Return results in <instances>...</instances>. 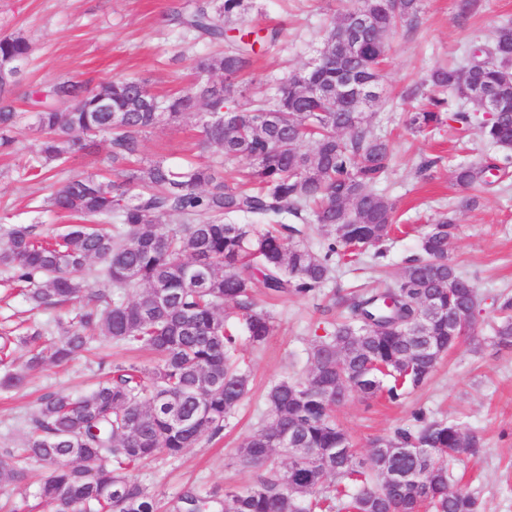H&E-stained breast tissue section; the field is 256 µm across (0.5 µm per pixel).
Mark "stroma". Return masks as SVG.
<instances>
[{
	"label": "stroma",
	"mask_w": 512,
	"mask_h": 512,
	"mask_svg": "<svg viewBox=\"0 0 512 512\" xmlns=\"http://www.w3.org/2000/svg\"><path fill=\"white\" fill-rule=\"evenodd\" d=\"M171 4L172 0H0V35L18 33L32 45L31 60L15 90L18 110H28L32 91L63 80L94 86L113 78H135L155 93L190 87L194 60L210 47L182 40L167 25L165 14ZM355 5L356 0H255L249 12L252 25L279 30L281 36L274 47L259 50L251 66L234 80L235 99L261 98L275 81L306 66L329 28ZM510 23L512 0H470L464 13L458 0H423L416 25L397 28L388 37L383 101L368 111L366 123L393 145L394 158L382 188L395 202L397 221L407 231L390 234L381 263L365 256L339 266L331 283L332 289L350 291L397 279L417 252L416 228L447 208H457L459 231L451 255L478 292L477 336L464 338L440 361L433 376L400 402L354 392L337 406L336 421L363 459L375 438L411 426L415 410L459 423L464 432L479 437L480 446L449 468L455 480L477 497L478 512H512V348L495 347L489 340L499 297L512 296V167L478 206L460 208L461 193L450 179V169L480 161L487 152L485 144L475 131L462 130L452 121L416 135L407 119L423 104L412 91L431 69L460 63L473 41ZM197 123L191 115L181 124L149 130L143 136V156L179 162L198 154ZM14 136L12 153L0 155V226L38 221L45 234H53L65 219L40 212V205L72 177L108 172V143L98 138L92 153L73 156L42 180L27 174L39 149V132L23 123ZM254 290L259 306L273 313L275 330L262 348L246 345L241 350L250 373L249 391L223 435L202 439L179 457L163 456L134 472L162 505H169L187 487L209 491L251 483L255 471L239 462L237 449L246 435L267 421V389L284 377L305 374L315 324L340 316L336 310L322 314L313 299L273 300L262 285ZM58 314L55 308H32L0 272V333L32 322L49 325ZM117 363L150 368L156 357L98 339L92 353L45 366L31 373L24 388L0 392V444L19 446L42 395L88 392L105 369Z\"/></svg>",
	"instance_id": "stroma-1"
}]
</instances>
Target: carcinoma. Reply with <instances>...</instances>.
I'll use <instances>...</instances> for the list:
<instances>
[{
    "label": "carcinoma",
    "instance_id": "carcinoma-1",
    "mask_svg": "<svg viewBox=\"0 0 512 512\" xmlns=\"http://www.w3.org/2000/svg\"><path fill=\"white\" fill-rule=\"evenodd\" d=\"M246 0H194L168 14L178 34L223 51L194 59L200 76L231 78L245 71L256 47H269L274 30L249 28ZM372 24L364 49L351 52L338 36L343 15L327 32L316 64L276 83L272 95L243 105L227 86L202 81L159 96L136 79H112L93 88L59 81L31 93V125L43 134L29 167L47 176L108 137L115 175L72 178L52 191L46 208L77 220L64 232L43 235L41 224L0 228V267L19 285L32 308L72 306L47 327L27 326L0 336V391L22 387L30 373L66 363L103 338L117 347L157 355L146 369L117 364L89 393L43 395L29 419L23 446L0 447V488L21 483L28 465L43 467L39 496L57 512H159L155 494L130 472L158 455L176 457L224 431L249 390L239 347L259 348L275 329L260 308L254 285L274 297L318 299L342 262L377 246L395 223V203L380 189L392 160L387 139L333 100L330 90L350 79L370 84L366 109L381 102L386 40L400 24L416 21L421 0H358ZM236 20L228 30L224 23ZM32 54L21 35H0V64L26 67ZM20 77L0 80V151L13 149ZM427 104L409 115L418 133L453 120L468 129L479 105L476 86L496 91L504 109L478 126L482 140L512 159V25L496 28L461 64L430 71ZM199 116L207 162L173 164L142 158V136L159 125ZM248 162L244 183L224 180V166ZM496 163H460L452 182L474 206L491 184ZM256 218L269 228L240 224ZM313 223L322 242H307ZM456 218L444 214L418 231L419 255L394 281L334 294L328 311L342 308L308 351L304 377H286L266 393L264 424L244 438L238 459L255 470L246 487L224 493L189 487L172 512H476V500L452 486L448 464L474 451L478 439L460 424L413 414L414 425L373 442L369 463L357 459L346 431L336 424V401L357 392L397 402L425 384L457 342L448 322L431 319L440 308L466 333L476 334L474 286L459 271L449 247ZM492 327L494 343L512 347V297ZM25 351L22 363L14 349ZM286 432L302 459L276 440ZM278 458L285 468L275 466ZM412 474L393 486V464Z\"/></svg>",
    "mask_w": 512,
    "mask_h": 512
}]
</instances>
